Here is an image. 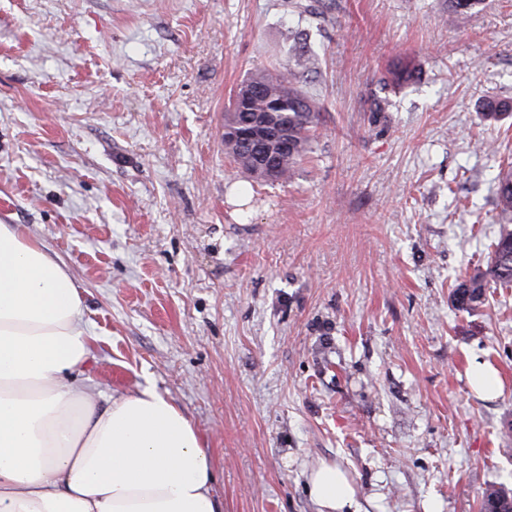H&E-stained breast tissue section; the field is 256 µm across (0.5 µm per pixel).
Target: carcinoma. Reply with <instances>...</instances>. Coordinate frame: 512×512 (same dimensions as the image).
Here are the masks:
<instances>
[{"instance_id":"carcinoma-1","label":"carcinoma","mask_w":512,"mask_h":512,"mask_svg":"<svg viewBox=\"0 0 512 512\" xmlns=\"http://www.w3.org/2000/svg\"><path fill=\"white\" fill-rule=\"evenodd\" d=\"M317 65L318 59L308 50L306 38L300 35L288 61L258 70L246 78V82L263 88V94L252 101L248 111H240L235 97L229 98L224 112V152L237 168L249 175L251 184L290 182L298 166L312 151L320 106L302 91L300 83L304 73L313 71ZM414 78L415 69L399 63L387 69L384 83L402 85ZM257 116L266 119L274 128L288 130L290 147L279 156L276 171L272 174L266 172L254 150L233 138L232 130ZM493 181L502 222L491 243L490 263L461 281L455 289L454 301L465 310L483 304L486 289L493 285L512 288V171L496 173Z\"/></svg>"}]
</instances>
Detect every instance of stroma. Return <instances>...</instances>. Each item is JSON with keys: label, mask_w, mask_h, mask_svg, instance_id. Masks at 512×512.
Listing matches in <instances>:
<instances>
[{"label": "stroma", "mask_w": 512, "mask_h": 512, "mask_svg": "<svg viewBox=\"0 0 512 512\" xmlns=\"http://www.w3.org/2000/svg\"><path fill=\"white\" fill-rule=\"evenodd\" d=\"M0 0V224L74 276L105 395L189 418L223 512H479L512 488V288L459 311L512 158V0ZM303 28L322 104L292 182L237 189L224 103ZM412 61L407 85L384 84ZM387 109H373L375 100ZM493 368L500 394L470 386ZM311 495L323 509L321 512H362L358 511L351 485L336 465L322 464L309 476ZM355 511H345L352 510Z\"/></svg>", "instance_id": "obj_1"}]
</instances>
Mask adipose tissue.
<instances>
[{"label": "adipose tissue", "instance_id": "obj_1", "mask_svg": "<svg viewBox=\"0 0 512 512\" xmlns=\"http://www.w3.org/2000/svg\"><path fill=\"white\" fill-rule=\"evenodd\" d=\"M92 342L64 263L0 224V512H222L185 413L149 385L100 399ZM308 485L323 512H354L335 465Z\"/></svg>", "mask_w": 512, "mask_h": 512}]
</instances>
